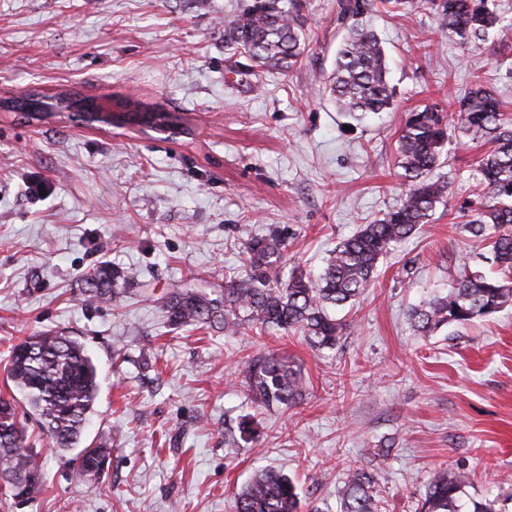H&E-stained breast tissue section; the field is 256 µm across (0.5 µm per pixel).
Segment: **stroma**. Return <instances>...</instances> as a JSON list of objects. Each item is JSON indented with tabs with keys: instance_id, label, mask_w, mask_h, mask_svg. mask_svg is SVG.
<instances>
[{
	"instance_id": "1",
	"label": "stroma",
	"mask_w": 512,
	"mask_h": 512,
	"mask_svg": "<svg viewBox=\"0 0 512 512\" xmlns=\"http://www.w3.org/2000/svg\"><path fill=\"white\" fill-rule=\"evenodd\" d=\"M293 2L307 49L284 74L225 51L224 16L242 0H0V99L130 97L187 128L174 138L0 109V398L16 395L10 347L63 331L98 369L81 444L110 451L106 475L78 478L75 451L53 448L20 409L43 482L27 501L0 499V512H234L236 493L265 469L296 481L318 512H339L358 467L381 486L382 512H420L438 470L467 471L470 498L512 512V308L427 338L408 322L411 307L449 287L460 259L496 273L486 243L460 230L483 195L475 169L486 151L463 130L434 172L446 202L336 310L347 328L336 349L291 333L166 324V293L244 276L249 238L283 231V274H316L340 241L398 206L409 189L398 131L413 108L454 112L479 78L512 116V40L492 34L467 48L432 10L379 0H365V18L394 104L361 121L338 112L323 82L346 34L339 0ZM101 264L133 281L118 304L84 292ZM268 350L300 368L296 405L251 403L244 363ZM245 414L262 436L227 442Z\"/></svg>"
}]
</instances>
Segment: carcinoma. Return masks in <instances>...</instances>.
Segmentation results:
<instances>
[{
  "label": "carcinoma",
  "mask_w": 512,
  "mask_h": 512,
  "mask_svg": "<svg viewBox=\"0 0 512 512\" xmlns=\"http://www.w3.org/2000/svg\"><path fill=\"white\" fill-rule=\"evenodd\" d=\"M393 9L408 4L434 10L441 27L462 44L484 40L498 29L508 40L512 25L502 24L489 0H382ZM340 14L353 19L343 38L329 77L337 108L350 114L385 112L393 105L387 81V61L381 42L362 23L359 0H340ZM224 46L249 58L255 66L278 73L293 69L306 49L302 26L288 0H246L236 14L224 18ZM20 107L28 112L66 108V97L29 96ZM476 140L493 145L479 161V184L486 190L482 208L463 222V230L491 247V261L499 275L472 273L467 263L445 294L433 296L413 309L410 320L421 336L450 325H467L512 307V119L499 102L479 84L459 101L453 114L425 106L407 114L398 133L402 177L410 182L401 204L371 224H362L336 246L323 272L313 276L293 272L280 277L286 248L274 230L253 237L245 246L248 274L224 284V295L210 297L199 289H179L163 300L167 323L187 327L216 325L238 334L251 324L260 331H301L317 350L333 349L346 324L331 309L356 300L370 286L378 263L392 247L428 222L432 211L448 195V183L431 177L449 132L455 125ZM126 276L115 267L101 266L91 275L86 290L91 300L118 301ZM7 380L38 416L41 430L53 447L66 451L80 444L99 392L98 374L84 346L68 336L41 333L12 346ZM244 380L252 400L260 407L292 406L303 396L301 370L285 355L260 352L245 362ZM239 438L260 436L259 423L246 414L239 418ZM109 451L86 447L76 458L77 474L101 473ZM41 469L27 453L25 428L16 403L0 398V488L5 497L30 498L42 484ZM470 476L440 470L426 485L421 512H495L494 504L467 499ZM302 500L294 480L265 470L235 499L234 512H301ZM341 512H379L374 478L362 469L349 474L341 491Z\"/></svg>",
  "instance_id": "carcinoma-1"
}]
</instances>
